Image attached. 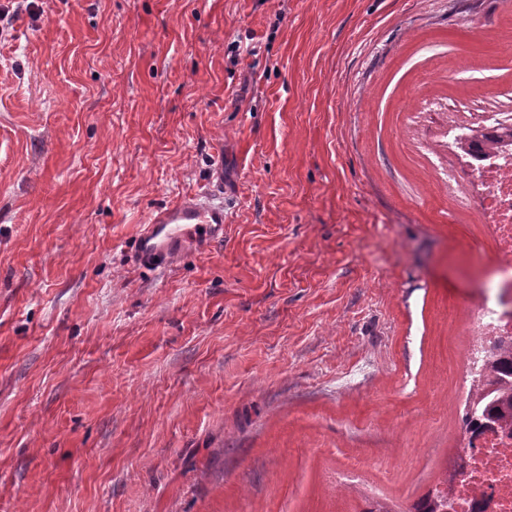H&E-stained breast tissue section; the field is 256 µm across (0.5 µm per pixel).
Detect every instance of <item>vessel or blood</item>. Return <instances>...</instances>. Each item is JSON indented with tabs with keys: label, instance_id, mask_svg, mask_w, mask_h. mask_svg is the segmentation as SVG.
<instances>
[{
	"label": "vessel or blood",
	"instance_id": "obj_1",
	"mask_svg": "<svg viewBox=\"0 0 512 512\" xmlns=\"http://www.w3.org/2000/svg\"><path fill=\"white\" fill-rule=\"evenodd\" d=\"M204 228L209 240L224 235V210L187 195L160 209L150 220L138 242L137 258L147 264L173 265L187 241Z\"/></svg>",
	"mask_w": 512,
	"mask_h": 512
}]
</instances>
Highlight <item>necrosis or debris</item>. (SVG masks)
<instances>
[{"mask_svg": "<svg viewBox=\"0 0 512 512\" xmlns=\"http://www.w3.org/2000/svg\"><path fill=\"white\" fill-rule=\"evenodd\" d=\"M497 143H489V136ZM453 145L476 181L480 223L492 229V259L480 272L472 337L495 355L512 352V115L490 114L460 129ZM459 460L448 474V512H512V427L464 411Z\"/></svg>", "mask_w": 512, "mask_h": 512, "instance_id": "1", "label": "necrosis or debris"}]
</instances>
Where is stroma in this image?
<instances>
[{
    "mask_svg": "<svg viewBox=\"0 0 512 512\" xmlns=\"http://www.w3.org/2000/svg\"><path fill=\"white\" fill-rule=\"evenodd\" d=\"M512 0H0V512H412L491 257L449 128ZM212 192L224 236L129 261Z\"/></svg>",
    "mask_w": 512,
    "mask_h": 512,
    "instance_id": "1",
    "label": "stroma"
}]
</instances>
